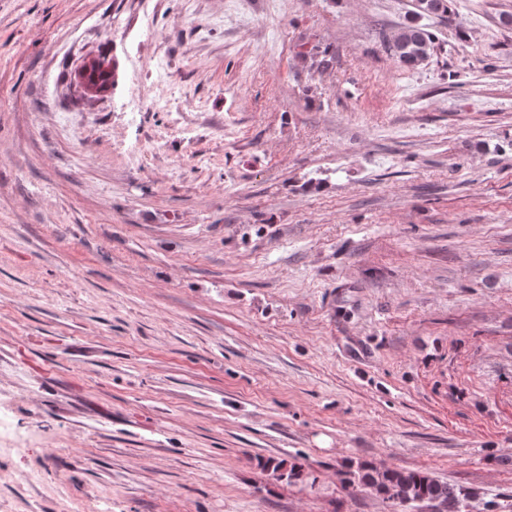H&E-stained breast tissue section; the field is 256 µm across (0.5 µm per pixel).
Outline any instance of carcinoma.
I'll list each match as a JSON object with an SVG mask.
<instances>
[{
    "label": "carcinoma",
    "mask_w": 512,
    "mask_h": 512,
    "mask_svg": "<svg viewBox=\"0 0 512 512\" xmlns=\"http://www.w3.org/2000/svg\"><path fill=\"white\" fill-rule=\"evenodd\" d=\"M451 12V0H419L415 17L401 25L388 40V50L395 61L404 68L418 66L430 54L434 36L419 19L443 16ZM85 84L98 91L107 90L110 73L94 60L84 73ZM265 468L280 479L297 481L301 469L286 466L282 460L268 459ZM345 484L352 488H370L385 503L397 506L402 512H414L421 503L443 507V512H462L467 493L459 486L443 482L416 469L377 466L359 462L346 472Z\"/></svg>",
    "instance_id": "obj_1"
}]
</instances>
